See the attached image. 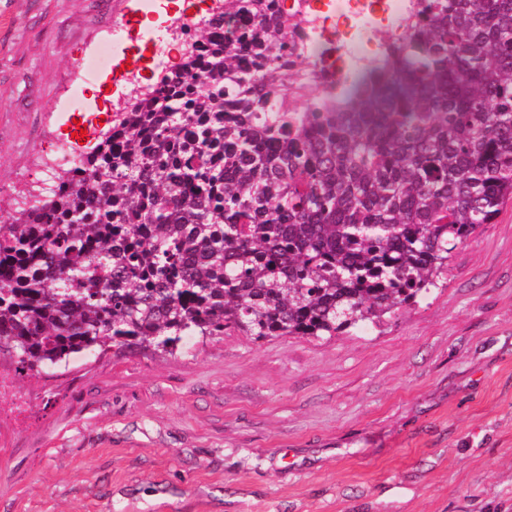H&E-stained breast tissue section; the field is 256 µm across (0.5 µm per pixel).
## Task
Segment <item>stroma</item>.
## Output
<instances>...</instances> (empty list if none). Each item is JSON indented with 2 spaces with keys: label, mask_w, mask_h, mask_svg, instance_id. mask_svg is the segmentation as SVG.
<instances>
[{
  "label": "stroma",
  "mask_w": 512,
  "mask_h": 512,
  "mask_svg": "<svg viewBox=\"0 0 512 512\" xmlns=\"http://www.w3.org/2000/svg\"><path fill=\"white\" fill-rule=\"evenodd\" d=\"M211 0H0V208L40 145L88 152L134 36L59 117L80 56ZM30 424L0 460V512H512V203L448 262L440 288L328 341L228 330L176 354L82 352L17 375Z\"/></svg>",
  "instance_id": "35a3bbf8"
}]
</instances>
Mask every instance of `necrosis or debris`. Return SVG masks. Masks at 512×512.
Segmentation results:
<instances>
[{
    "instance_id": "1",
    "label": "necrosis or debris",
    "mask_w": 512,
    "mask_h": 512,
    "mask_svg": "<svg viewBox=\"0 0 512 512\" xmlns=\"http://www.w3.org/2000/svg\"><path fill=\"white\" fill-rule=\"evenodd\" d=\"M270 2L296 22L291 48L281 60L289 95L312 94L324 108L350 90L367 94L381 88L384 79L377 69L406 39L417 10V0ZM198 23V18L185 15L164 31L147 33L156 66L169 69L178 55L192 52L188 33ZM26 399L12 376L0 370V430L28 424Z\"/></svg>"
}]
</instances>
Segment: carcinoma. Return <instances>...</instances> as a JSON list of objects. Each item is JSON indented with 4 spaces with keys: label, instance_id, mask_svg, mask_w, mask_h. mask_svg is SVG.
Segmentation results:
<instances>
[{
    "label": "carcinoma",
    "instance_id": "obj_1",
    "mask_svg": "<svg viewBox=\"0 0 512 512\" xmlns=\"http://www.w3.org/2000/svg\"><path fill=\"white\" fill-rule=\"evenodd\" d=\"M230 15L258 31L224 36ZM292 27L268 0H224L161 95L130 101L52 194L0 220L16 372L227 329L373 327L512 201V0H418L390 91L334 112L288 99Z\"/></svg>",
    "mask_w": 512,
    "mask_h": 512
}]
</instances>
